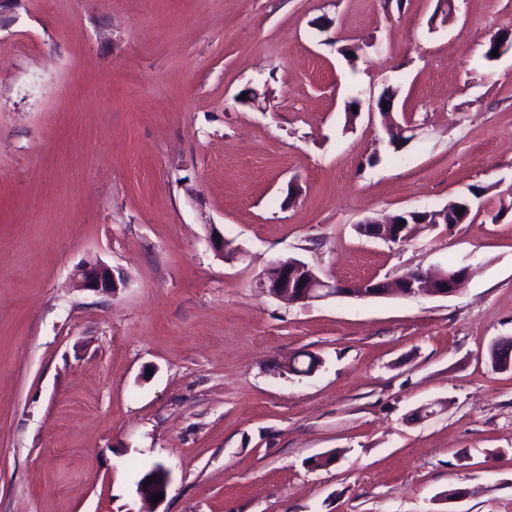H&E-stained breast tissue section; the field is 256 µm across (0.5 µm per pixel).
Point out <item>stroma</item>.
<instances>
[{"label": "stroma", "mask_w": 512, "mask_h": 512, "mask_svg": "<svg viewBox=\"0 0 512 512\" xmlns=\"http://www.w3.org/2000/svg\"><path fill=\"white\" fill-rule=\"evenodd\" d=\"M437 8L0 0V512H146L156 463L155 512H512V49L482 57L512 0ZM461 199L402 244L358 231ZM289 258L473 274L289 305L258 286ZM95 259L116 294L76 288Z\"/></svg>", "instance_id": "1"}]
</instances>
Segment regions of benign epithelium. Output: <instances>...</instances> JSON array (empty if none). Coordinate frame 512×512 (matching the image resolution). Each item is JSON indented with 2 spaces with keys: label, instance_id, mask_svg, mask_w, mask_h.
<instances>
[{
  "label": "benign epithelium",
  "instance_id": "7a95c632",
  "mask_svg": "<svg viewBox=\"0 0 512 512\" xmlns=\"http://www.w3.org/2000/svg\"><path fill=\"white\" fill-rule=\"evenodd\" d=\"M372 225L368 237L403 243L421 228L434 224L421 217L418 210L405 211L393 219L380 222L367 219ZM472 275L471 268H451L438 272L413 269L391 281L375 279L343 287L321 277L319 272L300 260L274 261L259 279V288L266 294L288 304H312L338 295L381 296L396 294L403 297L443 296L457 291L460 283ZM74 279L85 290L114 294L125 283L124 275H115L104 262L95 260L77 268Z\"/></svg>",
  "mask_w": 512,
  "mask_h": 512
}]
</instances>
